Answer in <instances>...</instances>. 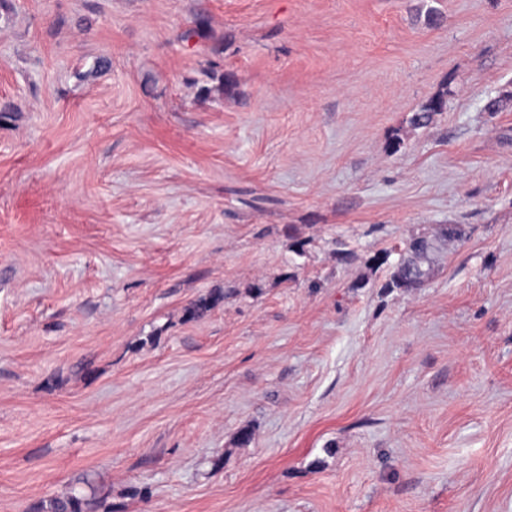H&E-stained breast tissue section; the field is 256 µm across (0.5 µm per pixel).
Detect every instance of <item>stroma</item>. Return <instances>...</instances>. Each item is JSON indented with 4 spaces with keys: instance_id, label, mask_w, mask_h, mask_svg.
Masks as SVG:
<instances>
[{
    "instance_id": "35a3bbf8",
    "label": "stroma",
    "mask_w": 512,
    "mask_h": 512,
    "mask_svg": "<svg viewBox=\"0 0 512 512\" xmlns=\"http://www.w3.org/2000/svg\"><path fill=\"white\" fill-rule=\"evenodd\" d=\"M507 97L512 0H0V512H512ZM437 251V245L429 240L418 239L412 242L396 266L391 276L389 287L419 288L427 280L428 272L424 264L432 262V256Z\"/></svg>"
}]
</instances>
